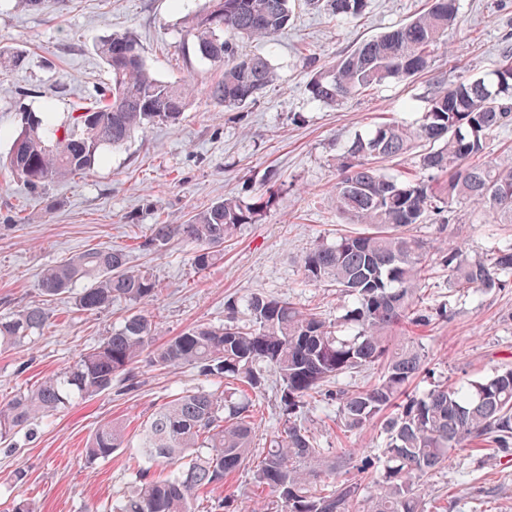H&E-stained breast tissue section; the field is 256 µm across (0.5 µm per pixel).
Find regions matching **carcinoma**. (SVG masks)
<instances>
[{"instance_id": "cac0c4a2", "label": "carcinoma", "mask_w": 512, "mask_h": 512, "mask_svg": "<svg viewBox=\"0 0 512 512\" xmlns=\"http://www.w3.org/2000/svg\"><path fill=\"white\" fill-rule=\"evenodd\" d=\"M367 0H306L312 10L355 18ZM458 18L457 0H433L430 8L396 29L370 39L308 84L311 98L336 106L387 79L411 78L427 70L442 37ZM288 0H206L189 34L201 57L224 61L222 78L207 95L226 106L253 102L271 78L267 60L234 56L224 35L271 40L288 27ZM96 51L109 79L80 112L57 119L54 113L25 114L13 136L6 163L33 189L85 173L105 150L123 147L148 123L179 122L197 88L190 82L156 79L134 36L115 34ZM25 51L0 46V72L25 67ZM512 125V55L489 75L439 85L421 120L383 122L357 136L337 158L339 176L331 201L336 212L364 226L356 235L318 242L302 259L304 278L336 288L344 313L336 322L295 306L286 297L253 294L245 300L251 323L239 324L238 302L227 305L219 325L199 324L158 343L160 322L134 313L70 366L47 376L31 390L0 403V441L49 418L72 401L112 389L117 377L134 378L136 364L149 355L167 369L190 366L205 384L172 395L134 430L106 422L87 440L88 460L105 459L130 447L132 435L143 461L135 466V489L101 512H222L230 502L201 499L247 469L253 483L273 499L265 512H425L419 483L449 466L455 448L512 447V368L487 380L433 384L421 395L408 392L422 373L425 348L394 343L396 333L425 329L448 318L443 305H424V289L435 279L430 245L408 234L434 213L470 203L490 224L512 225V162L486 152L487 139ZM421 149L424 171L436 177L399 180L374 163ZM259 208L235 197L218 200L186 224H154L145 250L177 240L194 247L193 264L202 272L224 256V241L240 224L256 222ZM448 266V288L474 293L506 286L512 274V247H493L478 258L450 243L438 247ZM43 296L54 298L83 284L74 304L99 311L115 301L134 305L154 300L160 288L150 273L128 266L123 248H91L43 270ZM50 321L44 304H31L0 318V349H12L44 331ZM381 367L378 383L338 390L335 401L343 425L362 430L381 421L384 473L370 501L359 506L362 484L332 480L312 489L324 472L336 475V460L314 445L298 422L320 386L344 374ZM280 385L284 423L270 446L256 452V422L250 394L263 389L267 373Z\"/></svg>"}]
</instances>
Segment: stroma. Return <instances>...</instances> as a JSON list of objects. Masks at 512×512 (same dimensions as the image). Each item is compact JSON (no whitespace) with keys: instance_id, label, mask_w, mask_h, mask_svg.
<instances>
[{"instance_id":"35a3bbf8","label":"stroma","mask_w":512,"mask_h":512,"mask_svg":"<svg viewBox=\"0 0 512 512\" xmlns=\"http://www.w3.org/2000/svg\"><path fill=\"white\" fill-rule=\"evenodd\" d=\"M205 0H43L21 9L0 0V46L27 53L19 73L0 75V156L24 112H69L88 101L108 79L96 52L112 34L133 33L147 67L160 80L193 79L198 94L179 123L150 125L124 148L105 153L88 173L34 190L0 169V317L45 302L50 326L25 346L0 351V401L33 388L73 364L84 350L121 326L134 307L113 303L97 312L76 310L70 295L44 301L42 271L89 248H127L132 267L152 272L161 288L142 312L154 315L164 337L203 323L221 324L227 301L251 294L285 296L332 321L342 310L335 288L307 281L305 254L323 239L354 231L330 196L336 157L355 136L387 118L408 123L422 115L438 82L448 84L494 70L512 53V0H458L459 22L449 27L448 52H436L424 74L389 79L339 106L312 100L313 75L361 42L421 13L428 0H368L363 14L337 18L292 0L283 34L268 42L236 40L241 54L264 56L273 80L255 102L232 110L215 104L208 87L224 71L200 57L188 31ZM261 204L256 223L238 225L224 257L205 273L192 264V248L178 241L158 251L136 250L155 224H182L218 199ZM452 239L470 257L494 242H512V226L476 223L470 205H456ZM424 301L448 307L446 322L421 332L428 371L412 384L416 393L435 382L491 377L512 366V284L477 294L452 293L446 271ZM132 390L79 401L31 430L0 443V503L24 491L37 512H100L132 482L124 448L106 459L86 460L82 449L103 423L137 426L169 396L200 386L185 366L159 369L142 362ZM380 372L369 368L325 383L302 416L319 447L353 453L355 467L337 479L356 478L357 466L383 473L384 436L379 425L345 428L328 393L367 386ZM256 448L280 430L282 408L275 380L256 398ZM26 482L16 488L17 471ZM426 512H512V452L462 448L447 469L425 479Z\"/></svg>"}]
</instances>
